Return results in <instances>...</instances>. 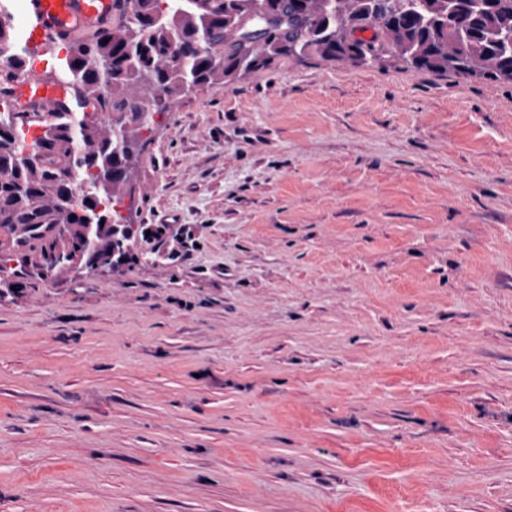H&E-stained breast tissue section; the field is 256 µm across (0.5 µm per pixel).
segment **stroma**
<instances>
[{"instance_id": "35a3bbf8", "label": "stroma", "mask_w": 512, "mask_h": 512, "mask_svg": "<svg viewBox=\"0 0 512 512\" xmlns=\"http://www.w3.org/2000/svg\"><path fill=\"white\" fill-rule=\"evenodd\" d=\"M154 120L178 260L0 273V512H512V82L280 57Z\"/></svg>"}]
</instances>
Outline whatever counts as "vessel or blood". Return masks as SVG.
<instances>
[{
  "instance_id": "obj_1",
  "label": "vessel or blood",
  "mask_w": 512,
  "mask_h": 512,
  "mask_svg": "<svg viewBox=\"0 0 512 512\" xmlns=\"http://www.w3.org/2000/svg\"><path fill=\"white\" fill-rule=\"evenodd\" d=\"M28 40L36 46L65 49L77 37L111 29L127 0H26ZM0 92L7 95L19 121L28 124L31 136H39L45 123L82 100L85 112L96 105L81 99L78 88L61 73L57 64L43 62L23 76L8 80Z\"/></svg>"
}]
</instances>
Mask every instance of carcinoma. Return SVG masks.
Returning a JSON list of instances; mask_svg holds the SVG:
<instances>
[{"label":"carcinoma","instance_id":"1","mask_svg":"<svg viewBox=\"0 0 512 512\" xmlns=\"http://www.w3.org/2000/svg\"><path fill=\"white\" fill-rule=\"evenodd\" d=\"M110 32L70 45L60 67L98 99V121L76 108L28 139L0 101V224L34 233L69 226L71 249L107 261L125 255L113 237L142 135L167 102L193 88L269 65L281 56L356 65L387 61L416 70L512 80V0H131ZM371 38H353L355 31ZM24 66L8 9L0 55ZM136 120L116 127L109 114ZM83 186L76 206L68 193Z\"/></svg>","mask_w":512,"mask_h":512}]
</instances>
